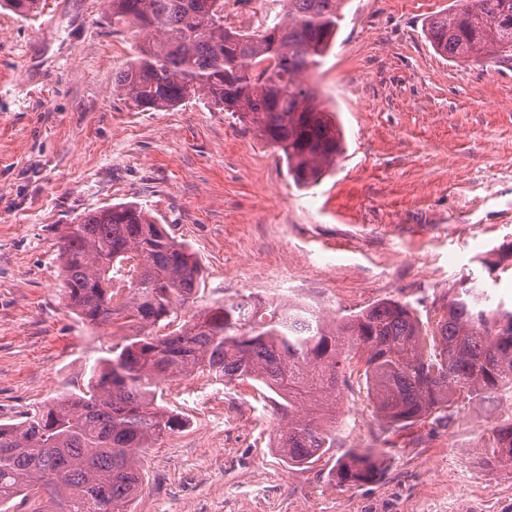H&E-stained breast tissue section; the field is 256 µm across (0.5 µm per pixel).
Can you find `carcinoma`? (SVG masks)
Returning a JSON list of instances; mask_svg holds the SVG:
<instances>
[{"label":"carcinoma","mask_w":512,"mask_h":512,"mask_svg":"<svg viewBox=\"0 0 512 512\" xmlns=\"http://www.w3.org/2000/svg\"><path fill=\"white\" fill-rule=\"evenodd\" d=\"M39 0H0L28 17ZM283 17L249 34L224 24V0H105L112 23L142 35L112 90L143 111L202 95L255 126L281 152L299 187L317 184L343 151L335 115L302 76L335 41L345 0H277ZM426 38L452 60L512 56V0H460L432 17ZM66 308L112 328V347L87 389L58 396L18 423L0 424V506L24 512H127L142 480L137 453L183 426L162 383L190 373L271 391L285 421L279 453L313 463L336 441L340 384L356 376L382 420L407 427L449 420L455 405L512 401V308L494 300V275L512 269V245L468 273L446 311L422 321L383 299L346 321L323 322L296 304L217 303L188 320L202 266L189 246L133 202L66 224L58 240ZM493 463L512 464V418L488 438ZM382 451L339 461L338 483L377 480Z\"/></svg>","instance_id":"1"}]
</instances>
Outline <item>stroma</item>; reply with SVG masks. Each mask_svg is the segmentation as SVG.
Instances as JSON below:
<instances>
[{"label":"stroma","instance_id":"obj_1","mask_svg":"<svg viewBox=\"0 0 512 512\" xmlns=\"http://www.w3.org/2000/svg\"><path fill=\"white\" fill-rule=\"evenodd\" d=\"M424 2L346 0L331 52L304 76L344 135L310 188L252 124L201 98L142 111L113 92L137 38L102 0H42L31 18L0 9V422L85 390L112 343L62 301L56 243L84 213L132 201L189 245L203 281L188 317L282 300L281 272L295 302L330 320L386 298L432 316L512 243V60L438 55L426 25L458 0ZM218 385L165 383L184 425L140 452L131 512H512V467L483 450L507 405L390 428L352 378L335 448L291 469L273 402L236 381L207 401ZM364 448L384 449L382 478L337 486V459Z\"/></svg>","mask_w":512,"mask_h":512}]
</instances>
